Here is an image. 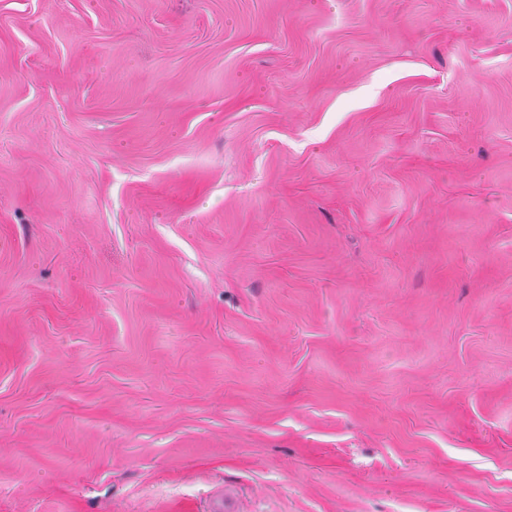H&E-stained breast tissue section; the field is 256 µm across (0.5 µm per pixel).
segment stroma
<instances>
[{
    "label": "stroma",
    "instance_id": "stroma-1",
    "mask_svg": "<svg viewBox=\"0 0 512 512\" xmlns=\"http://www.w3.org/2000/svg\"><path fill=\"white\" fill-rule=\"evenodd\" d=\"M512 512V0H0V512Z\"/></svg>",
    "mask_w": 512,
    "mask_h": 512
}]
</instances>
